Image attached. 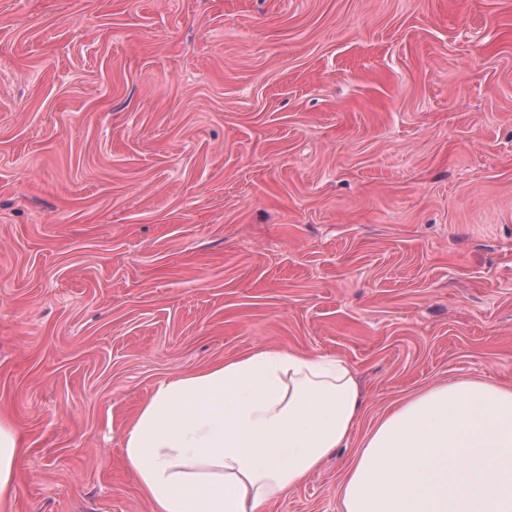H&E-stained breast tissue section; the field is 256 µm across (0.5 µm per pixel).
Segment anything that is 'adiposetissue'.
<instances>
[{"instance_id": "obj_1", "label": "adipose tissue", "mask_w": 512, "mask_h": 512, "mask_svg": "<svg viewBox=\"0 0 512 512\" xmlns=\"http://www.w3.org/2000/svg\"><path fill=\"white\" fill-rule=\"evenodd\" d=\"M354 368L269 348L160 382L123 437L155 512H264L346 447L362 416ZM23 438L0 412V512ZM343 512H512V388L460 380L396 405L365 435Z\"/></svg>"}]
</instances>
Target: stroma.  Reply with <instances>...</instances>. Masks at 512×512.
Masks as SVG:
<instances>
[{"label":"stroma","instance_id":"1","mask_svg":"<svg viewBox=\"0 0 512 512\" xmlns=\"http://www.w3.org/2000/svg\"><path fill=\"white\" fill-rule=\"evenodd\" d=\"M265 348L364 391L267 512H342L393 403L512 386V0H0L14 512H153L138 406Z\"/></svg>","mask_w":512,"mask_h":512}]
</instances>
